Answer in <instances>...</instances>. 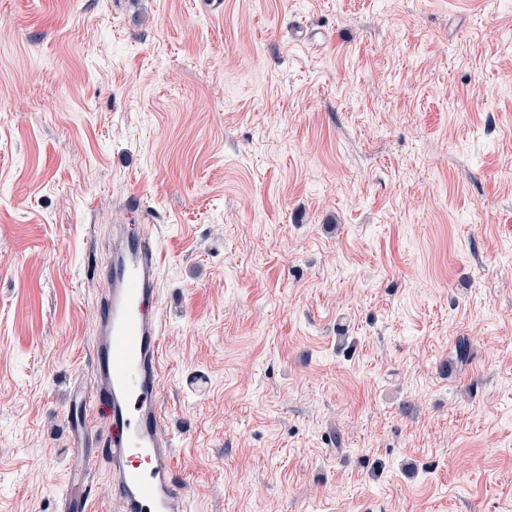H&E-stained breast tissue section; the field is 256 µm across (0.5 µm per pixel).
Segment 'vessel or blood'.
Instances as JSON below:
<instances>
[{"label": "vessel or blood", "instance_id": "b4317fda", "mask_svg": "<svg viewBox=\"0 0 512 512\" xmlns=\"http://www.w3.org/2000/svg\"><path fill=\"white\" fill-rule=\"evenodd\" d=\"M160 265L159 249L148 237L120 235L103 272L110 291L94 307L96 383L75 396L82 410L105 408L112 421V489L123 512H189L190 497L174 474L158 402L163 382ZM94 463L92 455L74 456L61 495L67 512L78 508L75 492Z\"/></svg>", "mask_w": 512, "mask_h": 512}]
</instances>
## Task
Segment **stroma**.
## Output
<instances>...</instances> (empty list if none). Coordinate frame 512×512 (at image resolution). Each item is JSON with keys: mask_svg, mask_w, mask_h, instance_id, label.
Returning a JSON list of instances; mask_svg holds the SVG:
<instances>
[{"mask_svg": "<svg viewBox=\"0 0 512 512\" xmlns=\"http://www.w3.org/2000/svg\"><path fill=\"white\" fill-rule=\"evenodd\" d=\"M223 2L0 0V512H62L117 225L196 512H512V0Z\"/></svg>", "mask_w": 512, "mask_h": 512, "instance_id": "35a3bbf8", "label": "stroma"}]
</instances>
